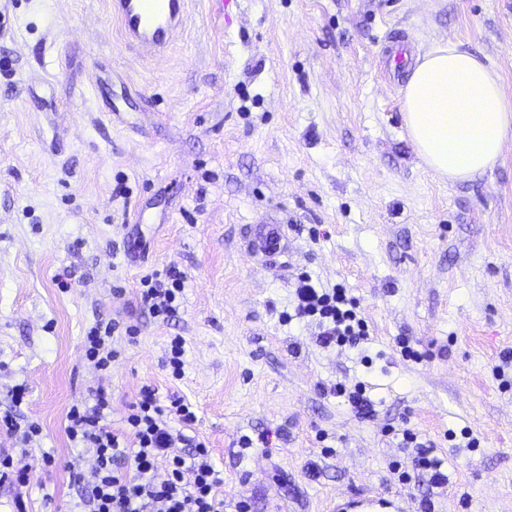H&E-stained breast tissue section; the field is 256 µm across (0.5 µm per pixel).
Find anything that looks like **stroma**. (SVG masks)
<instances>
[{"label": "stroma", "instance_id": "35a3bbf8", "mask_svg": "<svg viewBox=\"0 0 512 512\" xmlns=\"http://www.w3.org/2000/svg\"><path fill=\"white\" fill-rule=\"evenodd\" d=\"M401 40L457 45L512 98V0H238L224 18L191 0L158 59L124 44L107 0H0V412L23 386L19 412L42 429L28 512H70L93 467L70 407L105 386L117 425L145 383L192 404L224 512L393 493L512 512V140L469 181L421 164L403 90L382 78ZM257 224L284 225L287 249L253 250ZM170 265L185 288L162 321L140 280ZM303 272L349 289L367 343L323 349L314 326L283 321ZM113 319L137 336L100 373L83 340ZM177 336L179 379L162 365ZM360 381L368 418L330 391ZM401 428L447 458L446 488L401 481ZM464 428L477 448L449 440Z\"/></svg>", "mask_w": 512, "mask_h": 512}]
</instances>
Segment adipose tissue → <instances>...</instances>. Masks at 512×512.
Listing matches in <instances>:
<instances>
[{"mask_svg":"<svg viewBox=\"0 0 512 512\" xmlns=\"http://www.w3.org/2000/svg\"><path fill=\"white\" fill-rule=\"evenodd\" d=\"M401 112L409 138L427 168L449 182L493 169L512 138V100L496 72L453 45L417 63Z\"/></svg>","mask_w":512,"mask_h":512,"instance_id":"ef3b65f1","label":"adipose tissue"}]
</instances>
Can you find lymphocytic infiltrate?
<instances>
[{
  "label": "lymphocytic infiltrate",
  "mask_w": 512,
  "mask_h": 512,
  "mask_svg": "<svg viewBox=\"0 0 512 512\" xmlns=\"http://www.w3.org/2000/svg\"><path fill=\"white\" fill-rule=\"evenodd\" d=\"M144 308L156 317L170 318L179 306L184 275L174 266L145 276L140 281ZM296 319H309L323 347L356 346L369 333L346 288H315L308 275H300L295 287ZM121 328L110 321L92 327L85 341V358L95 370H108L118 352L114 335ZM92 405L72 406L66 433L75 447L91 453L94 467L79 475L78 505L84 512H224L220 489L224 483L211 461L207 443L187 435L195 413L182 398L161 400L155 386H142L126 407L121 428L110 422L112 398L104 387L92 393ZM0 432L16 436L18 448H0V485L14 491L15 512H25L24 490L32 482L25 462L31 445L42 433L39 424L22 421L15 413L0 415ZM165 462V476H158V462Z\"/></svg>",
  "instance_id": "obj_1"
}]
</instances>
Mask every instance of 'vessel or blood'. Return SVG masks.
<instances>
[{
	"instance_id": "b4317fda",
	"label": "vessel or blood",
	"mask_w": 512,
	"mask_h": 512,
	"mask_svg": "<svg viewBox=\"0 0 512 512\" xmlns=\"http://www.w3.org/2000/svg\"><path fill=\"white\" fill-rule=\"evenodd\" d=\"M108 4L127 45L148 58L172 49L189 15V0H108ZM282 237L278 224H258L252 231L254 247L268 253L279 250Z\"/></svg>"
}]
</instances>
